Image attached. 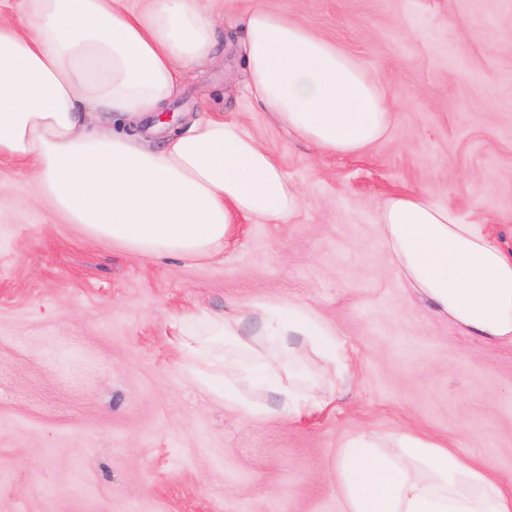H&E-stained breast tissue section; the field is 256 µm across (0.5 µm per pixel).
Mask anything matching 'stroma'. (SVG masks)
I'll return each mask as SVG.
<instances>
[{"mask_svg": "<svg viewBox=\"0 0 512 512\" xmlns=\"http://www.w3.org/2000/svg\"><path fill=\"white\" fill-rule=\"evenodd\" d=\"M224 0L211 59L151 144L223 114L303 191L210 259L160 261L92 240L0 159V512H345L336 462L409 426L512 482V345L466 336L403 287L376 209L423 190L512 250V0H263L381 76L384 140L325 153L247 98ZM276 299L313 308L353 368L320 413L240 420L170 343L174 318Z\"/></svg>", "mask_w": 512, "mask_h": 512, "instance_id": "35a3bbf8", "label": "stroma"}]
</instances>
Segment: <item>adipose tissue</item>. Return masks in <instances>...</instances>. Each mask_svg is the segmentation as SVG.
<instances>
[{
    "label": "adipose tissue",
    "instance_id": "ef3b65f1",
    "mask_svg": "<svg viewBox=\"0 0 512 512\" xmlns=\"http://www.w3.org/2000/svg\"><path fill=\"white\" fill-rule=\"evenodd\" d=\"M247 95L334 154L362 152L392 122L377 75L306 27L255 5L242 18ZM217 39L200 0H25L0 20V158L23 166L38 202L93 239L157 259L210 258L247 220L292 216L301 192L274 154L217 115L151 146L134 127L162 112ZM377 225L404 287L466 335L512 344V253L421 190L386 196ZM258 320L245 337L243 324ZM171 343L207 393L241 418L300 419L326 386L289 361L309 349L349 371L335 330L280 300L179 317ZM348 512H512V487L400 427L363 432L337 460Z\"/></svg>",
    "mask_w": 512,
    "mask_h": 512
}]
</instances>
